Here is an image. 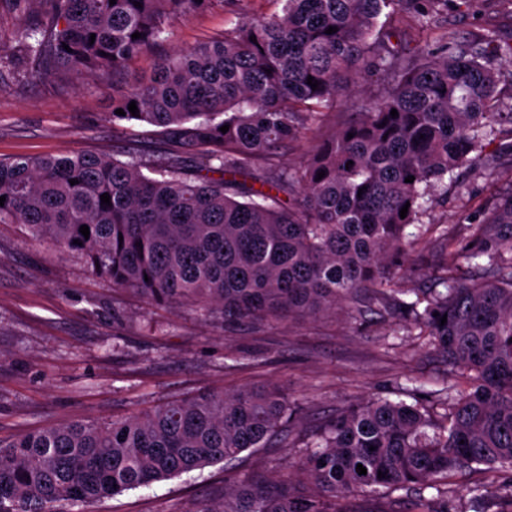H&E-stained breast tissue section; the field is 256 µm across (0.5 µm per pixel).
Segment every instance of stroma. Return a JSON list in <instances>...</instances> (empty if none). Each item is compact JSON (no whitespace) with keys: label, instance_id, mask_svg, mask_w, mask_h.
Here are the masks:
<instances>
[{"label":"stroma","instance_id":"obj_1","mask_svg":"<svg viewBox=\"0 0 512 512\" xmlns=\"http://www.w3.org/2000/svg\"><path fill=\"white\" fill-rule=\"evenodd\" d=\"M280 0H215L206 12L170 23L157 53L133 58L115 79L83 74L65 83L0 72V157L111 153L112 97L151 73L158 54L192 47L242 17L280 13ZM464 39L495 31L512 43V0H450L436 29L413 13L387 19L389 46H423L439 31ZM512 126L502 125L487 161L448 181L420 218L429 231L411 249L397 281L428 288L446 256L438 231L464 239L497 194L512 190ZM420 329L375 314L292 316L262 324L203 320L195 304L152 302L96 277L79 255L32 240L19 224H0V439L28 428L126 417L202 391L273 385L295 407L286 448L249 449L219 463L123 492L88 512H191L219 505L241 474L284 466L302 454L306 431L367 396L397 399L407 378L421 395L441 389L447 367Z\"/></svg>","mask_w":512,"mask_h":512}]
</instances>
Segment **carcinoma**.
Segmentation results:
<instances>
[{"label":"carcinoma","instance_id":"obj_1","mask_svg":"<svg viewBox=\"0 0 512 512\" xmlns=\"http://www.w3.org/2000/svg\"><path fill=\"white\" fill-rule=\"evenodd\" d=\"M9 2L21 24L16 48H0V70L77 79L121 72L173 19L214 0ZM281 2L280 14L241 19L159 57L150 75L112 97V124L154 128V150L129 143L110 156L0 158V224L78 254L115 287L157 303L193 301L206 320L376 312L426 331L448 362L430 404L368 397L344 406L305 434L296 473L245 475L224 487V505L192 512H348L340 502L353 492L418 485L437 496L415 509L436 512L430 504L448 499L449 475L512 471V190L466 241L439 235L453 265L480 260L478 278L452 277L445 266L444 289H406L392 269L420 237L430 192L455 169L480 164L495 125L512 124V103L493 111L491 67L504 51L512 63V46L493 33L462 41L449 29L411 57L389 50L390 35L377 30L387 9H411L431 30L445 0ZM331 26L337 32L326 33ZM377 75L389 78L384 93L306 162L272 163L277 149L321 129L338 96ZM194 160L219 177L199 175ZM297 192L296 203L283 200ZM292 418L288 398L261 386L27 430L0 441V512H70L230 462L285 441ZM469 494L470 512H485L489 497L496 512H512V479L476 483Z\"/></svg>","mask_w":512,"mask_h":512}]
</instances>
